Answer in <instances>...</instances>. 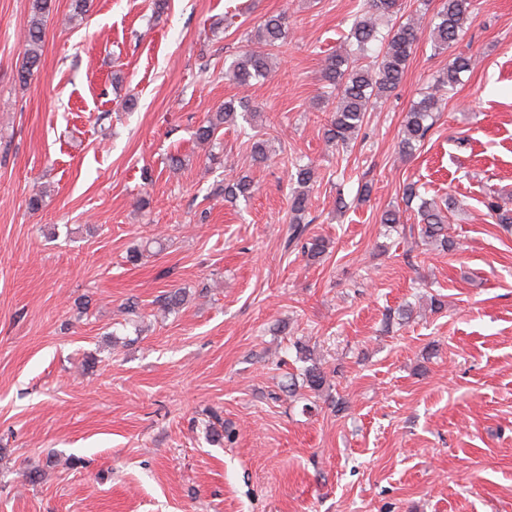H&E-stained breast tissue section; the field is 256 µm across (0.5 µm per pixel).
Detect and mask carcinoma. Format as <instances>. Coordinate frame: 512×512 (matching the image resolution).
<instances>
[{
    "instance_id": "obj_1",
    "label": "carcinoma",
    "mask_w": 512,
    "mask_h": 512,
    "mask_svg": "<svg viewBox=\"0 0 512 512\" xmlns=\"http://www.w3.org/2000/svg\"><path fill=\"white\" fill-rule=\"evenodd\" d=\"M54 10L53 0H33V14L29 20L25 37L22 64L18 70V80L27 82L39 69L44 26ZM399 0H366L361 5V14L353 22L350 39L355 46L346 54H334L327 58L323 68V79L336 92V106L325 129L328 141L347 145L361 130L365 114L372 98H382L392 92L401 82L407 63L419 41L424 28V16L411 18L403 23L395 21L387 32L380 30L383 17L398 14ZM474 0H441V7L430 21L431 41L434 50L444 52L458 44L465 26L472 19ZM288 26L285 17L270 16L255 30L254 40L262 46L256 50L246 46L238 58L230 65V77L240 85L267 77L273 71V51L287 45ZM475 58L465 52L451 54L448 67L436 80L435 92L418 101L404 120L402 128L401 152L405 156L413 153L426 137L435 118L441 98L438 93L454 88L461 74L474 68ZM237 108L230 102L224 108L207 117L199 126L196 135L200 142H209L217 130L225 124L237 121ZM295 173L291 175L298 185L290 199L293 219L288 228V243L301 245L303 253L310 258H318L325 251L324 240L307 236V225L302 215L309 202L308 187L314 181V170L309 165L294 163ZM251 182L242 177L224 186V197L236 200L251 194ZM406 204L418 198L417 215L420 218L418 235L424 244H432L443 250L453 247L445 231L447 212L456 208V202L448 199L442 210L421 197L420 187L409 183L404 188ZM485 207L492 223L508 229L512 227V203L496 196L488 198ZM304 381L313 391L322 389L325 376L320 368L312 364L304 369Z\"/></svg>"
}]
</instances>
